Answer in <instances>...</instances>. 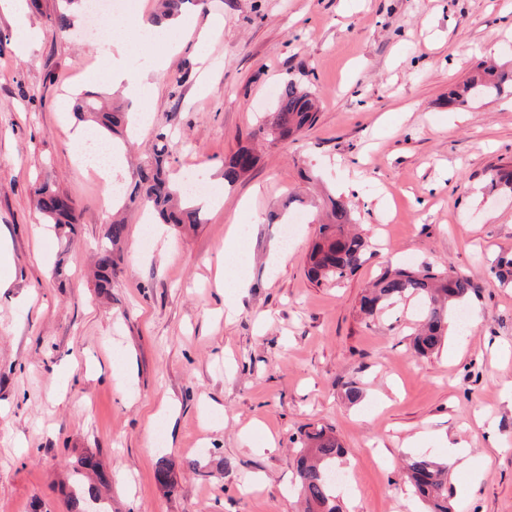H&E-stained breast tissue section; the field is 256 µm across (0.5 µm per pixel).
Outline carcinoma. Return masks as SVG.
<instances>
[{
  "label": "carcinoma",
  "mask_w": 512,
  "mask_h": 512,
  "mask_svg": "<svg viewBox=\"0 0 512 512\" xmlns=\"http://www.w3.org/2000/svg\"><path fill=\"white\" fill-rule=\"evenodd\" d=\"M193 0H159L160 12L151 16L159 22L167 17L183 13ZM512 89V72L485 67L462 85L448 92V102L459 107L469 103L473 92L483 97L499 96ZM319 100L314 93L305 91L292 81L279 91L275 112L268 123L259 127L254 137L283 141L310 129L317 121ZM78 111L88 115L98 126L99 134L117 148L126 137V113L115 105L110 110L98 107L91 95L77 104ZM169 156L167 134L160 133L152 147L150 160L131 176L134 182L128 200L153 208L166 224H197L199 209L195 207L193 194L184 185L169 180L163 164ZM257 163V156L249 147L239 148L224 163V184L234 185L249 173ZM35 208L46 223L58 231H74L77 223L74 201L54 184L44 181L34 188ZM326 220L320 222L319 236L307 257V274L320 284L328 280H340L354 273L372 255L370 240L349 229L358 223L354 209L342 198L327 197L323 202ZM97 261V287L105 290L112 285V273L121 257L126 240V224L114 219L106 225ZM473 289L468 276L456 272L450 266L421 270L409 268H384L376 278L372 289L360 299V311L368 317L375 316L383 308L407 299L420 307V324L412 334L410 346L418 356H426L438 350L444 342L450 319L456 307L464 302ZM345 455L332 432L317 428L305 433L302 448L294 460L295 479L306 504L305 512H342L336 495L333 478L337 462ZM403 474L428 512H450L448 506V462H439L425 454L411 453L406 456Z\"/></svg>",
  "instance_id": "carcinoma-1"
}]
</instances>
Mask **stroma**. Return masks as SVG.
<instances>
[{
  "label": "stroma",
  "instance_id": "1",
  "mask_svg": "<svg viewBox=\"0 0 512 512\" xmlns=\"http://www.w3.org/2000/svg\"><path fill=\"white\" fill-rule=\"evenodd\" d=\"M28 12L30 56L0 9V512H75L90 478L65 485L78 457L111 473L104 512H298L300 435L333 428L342 512H421L401 472L410 450L438 460L460 437L473 469L449 471L453 512H512V286L493 270L512 255V192L490 171L512 165V94L448 103L479 63L512 67V0H207L186 16L221 32L163 55L130 135L129 166L161 131L175 179L201 173L212 203L200 223H147L129 206L127 247L108 295L94 263L112 201L71 149L84 92L103 96L106 61L89 36L56 31L57 0ZM316 91L315 125L273 144L251 133L287 82ZM253 148L249 176L225 186L224 161ZM53 181L75 202V235L44 230L33 189ZM362 217L376 255L340 282L305 272L317 223L288 259L271 223L288 195L316 214L322 190ZM246 226L249 286L224 315V239ZM469 225L460 234V225ZM453 266L473 290L465 331L415 357L416 304L364 317L380 270ZM362 392L345 397L347 384ZM274 449H263L265 437ZM170 483L156 479L160 459Z\"/></svg>",
  "mask_w": 512,
  "mask_h": 512
}]
</instances>
